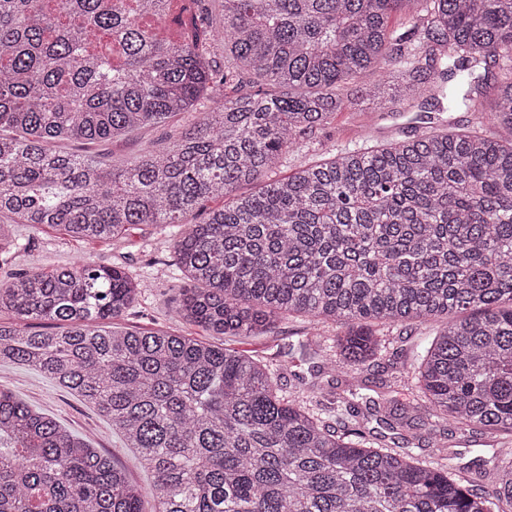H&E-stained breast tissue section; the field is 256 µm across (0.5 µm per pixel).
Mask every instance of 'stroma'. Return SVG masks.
I'll use <instances>...</instances> for the list:
<instances>
[{
  "label": "stroma",
  "instance_id": "stroma-1",
  "mask_svg": "<svg viewBox=\"0 0 512 512\" xmlns=\"http://www.w3.org/2000/svg\"><path fill=\"white\" fill-rule=\"evenodd\" d=\"M346 94L349 101L342 111L337 112L332 124L303 135L300 149L282 159L273 173L274 178L286 177L301 165L325 160L363 144L373 146L406 140L421 129L420 123L396 113L379 111L372 101L357 100L355 85H348ZM181 123V117L177 116L167 126L150 127L121 140L88 145L64 142L60 148L66 152L96 154L118 166L136 156L145 144L150 143L158 148L167 146L173 129L179 128ZM13 232L25 242L26 248L6 263H0V283L27 270H50L68 264L85 254L101 266H123L133 276L146 282L144 294L124 315L125 326L163 329L199 338L205 336L202 328L184 321L177 312L180 296L171 280L175 255L167 235L133 227L116 239L82 244L58 228L34 231L27 225L17 224ZM437 327V322L427 320L411 324L403 331V340L397 343L394 353L388 355L383 364L372 368L370 382L400 375L410 363L411 349L434 336ZM309 329L306 320L291 317L282 320L275 332L267 336L232 341L221 335L205 337L216 346L228 343L232 347L269 358L278 351L286 350L288 345L297 343ZM0 385L37 410L54 417L71 433L91 440L94 447L100 448L124 467L133 481L146 485L144 472L133 453L124 448L111 421L99 415L79 397L44 378L34 368L12 364H0ZM445 437L449 446L458 452V464L469 467L475 473L482 471L484 460L492 454L512 446V439L506 437H473L459 433L450 426L445 429Z\"/></svg>",
  "mask_w": 512,
  "mask_h": 512
}]
</instances>
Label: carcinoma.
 Returning <instances> with one entry per match:
<instances>
[{
    "instance_id": "obj_1",
    "label": "carcinoma",
    "mask_w": 512,
    "mask_h": 512,
    "mask_svg": "<svg viewBox=\"0 0 512 512\" xmlns=\"http://www.w3.org/2000/svg\"><path fill=\"white\" fill-rule=\"evenodd\" d=\"M220 3L219 22L202 10L160 39L149 21L165 23L171 0H0V262L19 247L13 224L84 242L162 226L187 281L178 313L206 331L259 336L300 316V350L356 380L387 353L383 329L439 322L412 399L362 412L337 392L285 398L262 358L123 325L144 284L88 257L0 283L15 318L0 322V363L109 418L154 512H512V449L493 457L488 492L438 434L512 433V0ZM373 68L385 76L363 93L381 109L446 97L479 127L440 118L236 194L331 124L341 87ZM248 80L267 89L244 92ZM180 114L191 120L171 146L119 168L54 149ZM219 196L231 201L189 221ZM417 429L433 457L412 447ZM143 497L110 456L0 386V512H144Z\"/></svg>"
}]
</instances>
